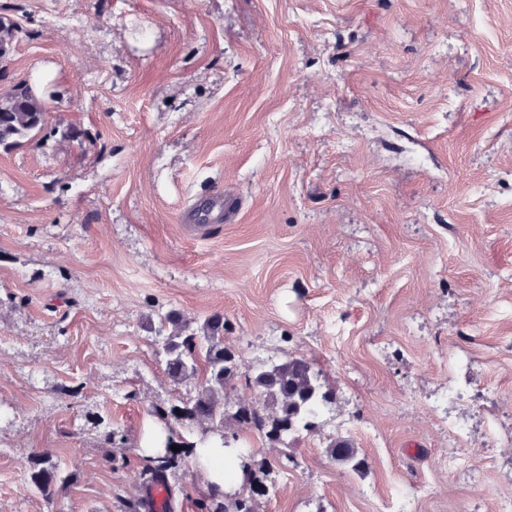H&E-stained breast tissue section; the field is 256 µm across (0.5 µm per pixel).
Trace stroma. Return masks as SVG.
<instances>
[{"mask_svg":"<svg viewBox=\"0 0 512 512\" xmlns=\"http://www.w3.org/2000/svg\"><path fill=\"white\" fill-rule=\"evenodd\" d=\"M0 21L21 30L0 96L45 106L0 149V512L140 494L150 411L201 384L165 371L166 312L223 317L226 406L289 356L333 393L290 448L237 427L261 512L512 500V0H0ZM218 186L239 215L190 235ZM40 450L71 475L49 501ZM169 481L200 512L197 462Z\"/></svg>","mask_w":512,"mask_h":512,"instance_id":"stroma-1","label":"stroma"}]
</instances>
